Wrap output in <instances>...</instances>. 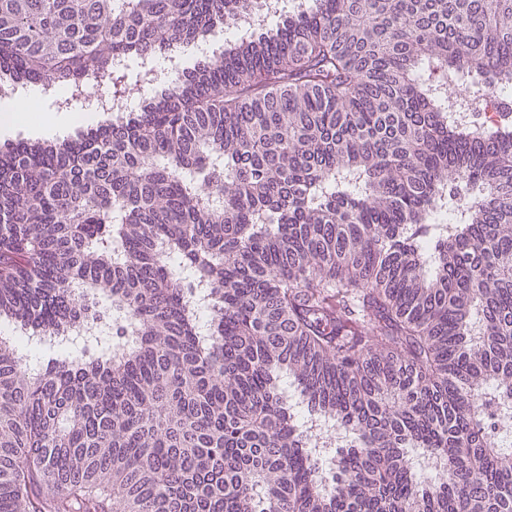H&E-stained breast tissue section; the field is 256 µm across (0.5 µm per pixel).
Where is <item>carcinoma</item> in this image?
Segmentation results:
<instances>
[{
  "label": "carcinoma",
  "mask_w": 512,
  "mask_h": 512,
  "mask_svg": "<svg viewBox=\"0 0 512 512\" xmlns=\"http://www.w3.org/2000/svg\"><path fill=\"white\" fill-rule=\"evenodd\" d=\"M257 6L0 0L43 112L177 72L0 149V322L57 352L0 332V512H512V119L444 100L512 88V0H304L182 67ZM448 107L452 108L453 114L463 117L467 121L476 124L499 123L502 121V112L499 99L496 96H488L482 101H472L471 97L463 94L447 93ZM96 125H97L96 123H91V122L74 125L64 135L67 136V135L73 133L77 129H85L86 130V129H89L92 127L95 128ZM64 135L50 133V134H45L43 136H31L28 132H26L23 129H19V130L7 132V133L1 132V129H0V146L5 143L15 142V141H19V140H29V141L48 140V139L51 140V139H55V138H60ZM56 136H60V137H56Z\"/></svg>",
  "instance_id": "obj_1"
}]
</instances>
